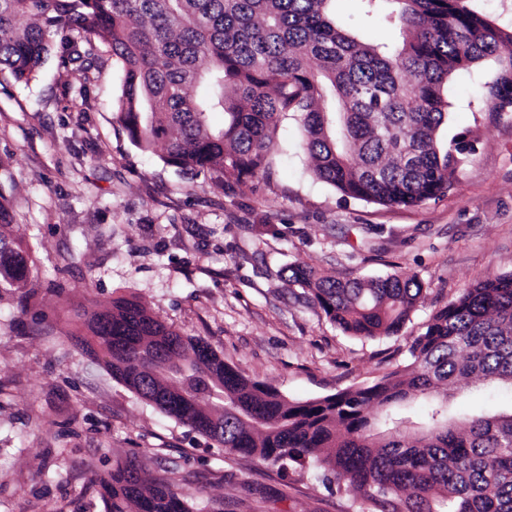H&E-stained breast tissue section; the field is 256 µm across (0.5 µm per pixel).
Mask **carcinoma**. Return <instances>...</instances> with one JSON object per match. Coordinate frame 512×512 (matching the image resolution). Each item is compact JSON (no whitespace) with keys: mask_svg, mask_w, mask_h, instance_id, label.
I'll list each match as a JSON object with an SVG mask.
<instances>
[{"mask_svg":"<svg viewBox=\"0 0 512 512\" xmlns=\"http://www.w3.org/2000/svg\"><path fill=\"white\" fill-rule=\"evenodd\" d=\"M332 0H0V73L29 83L55 42L88 78L105 46L122 63L117 120L133 144L163 143L182 171L241 183L268 168L278 121L302 124L313 176L353 199L412 207L445 195L473 150L443 145L448 82L488 58L491 112H512V32L470 0H359L399 31L372 44L336 24ZM224 113L213 128L208 115ZM0 284L23 288L30 256L3 231ZM330 322L364 338L396 336L422 295L414 276H318L292 269ZM81 340L112 378L227 454L288 473L314 467L376 512H512V411L452 417L462 378L512 390V271L470 287L412 338L411 362L372 385L294 402L245 377L202 339L137 299L81 307ZM424 400L416 412L408 407ZM104 512H192L135 457L95 480Z\"/></svg>","mask_w":512,"mask_h":512,"instance_id":"obj_1","label":"carcinoma"}]
</instances>
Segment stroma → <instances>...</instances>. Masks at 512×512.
Wrapping results in <instances>:
<instances>
[{
    "label": "stroma",
    "instance_id": "obj_1",
    "mask_svg": "<svg viewBox=\"0 0 512 512\" xmlns=\"http://www.w3.org/2000/svg\"><path fill=\"white\" fill-rule=\"evenodd\" d=\"M368 40L398 33L337 0ZM50 54L29 84L0 74V186L10 233L29 244L26 288H0V512H103L91 483L136 455L176 475L192 505L224 512H374L312 468L288 475L225 454L113 380L77 343L71 315L135 296L205 340L243 375L309 401L366 387L409 364L408 345L464 288L512 271V112L480 91L492 61L448 84L443 140L478 142L447 195L414 207L342 196L316 180L295 117H282L266 174L242 183L179 172L116 119L122 64L103 54L84 94ZM416 276L423 295L399 335L334 326L289 279Z\"/></svg>",
    "mask_w": 512,
    "mask_h": 512
}]
</instances>
